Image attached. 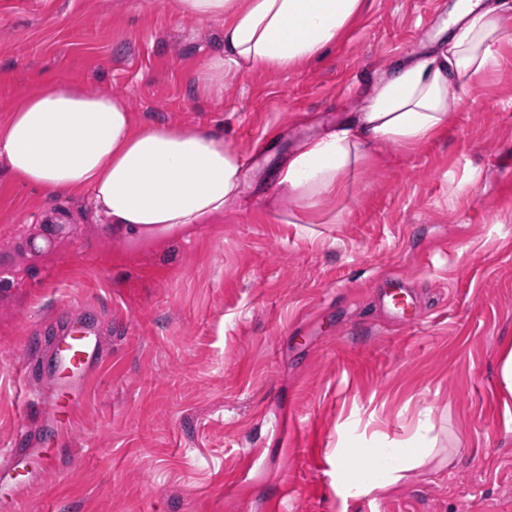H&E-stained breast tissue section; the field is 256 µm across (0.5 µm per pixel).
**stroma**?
<instances>
[{"mask_svg": "<svg viewBox=\"0 0 512 512\" xmlns=\"http://www.w3.org/2000/svg\"><path fill=\"white\" fill-rule=\"evenodd\" d=\"M177 0H0V123L54 82L122 96L138 124L228 135L248 185L213 224L154 247L115 239L90 192L0 170V468L47 448L0 512H512V405L496 365L512 338V25L501 66L454 93L437 139L383 144L322 198L316 221L268 173L360 111L380 79L432 50L454 0H366L328 54L206 89L224 24ZM51 211L64 222L39 256ZM411 294L416 323L384 305ZM93 321L102 363L59 389L45 362L67 318ZM69 408L68 444L46 442ZM452 462L353 496L351 449L397 448L421 420ZM318 444L311 463L306 439Z\"/></svg>", "mask_w": 512, "mask_h": 512, "instance_id": "obj_1", "label": "stroma"}]
</instances>
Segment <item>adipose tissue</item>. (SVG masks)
Segmentation results:
<instances>
[{"label": "adipose tissue", "mask_w": 512, "mask_h": 512, "mask_svg": "<svg viewBox=\"0 0 512 512\" xmlns=\"http://www.w3.org/2000/svg\"><path fill=\"white\" fill-rule=\"evenodd\" d=\"M363 0H178L180 14L223 21L224 50L203 65L208 88L229 71L280 72L319 58L360 13ZM501 6L458 0L444 26L448 39L432 55L386 75L362 111L302 141L274 176L293 200L314 208L341 192L343 175L372 144L413 146L448 126L450 92L499 66ZM0 162L21 181L55 193L92 192L115 236L158 239L190 224H210L237 204L246 181L242 154L222 134L198 126H135L124 98L52 84L16 97L0 125ZM380 480H355V458L336 465L358 494L401 482L408 471L445 463L429 426Z\"/></svg>", "instance_id": "1"}]
</instances>
